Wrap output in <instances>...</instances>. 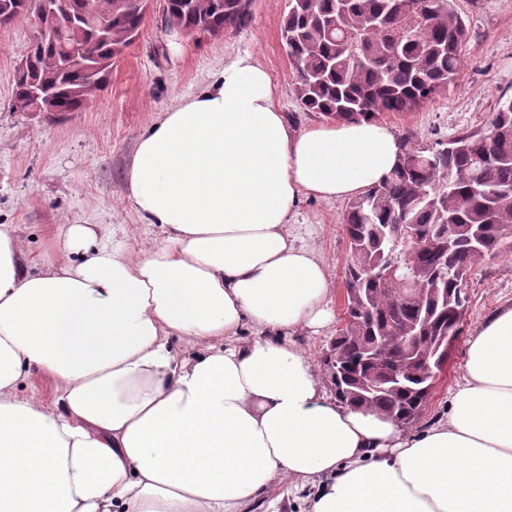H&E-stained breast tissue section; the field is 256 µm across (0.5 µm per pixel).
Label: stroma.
Masks as SVG:
<instances>
[{"instance_id": "35a3bbf8", "label": "stroma", "mask_w": 512, "mask_h": 512, "mask_svg": "<svg viewBox=\"0 0 512 512\" xmlns=\"http://www.w3.org/2000/svg\"><path fill=\"white\" fill-rule=\"evenodd\" d=\"M164 0H150L138 38L112 66L105 87L88 107L49 119L9 108L14 71L34 35L26 20L0 26V224L11 225L31 267L50 255L63 224H109L126 229L137 248L164 238L144 223L122 196L139 132L161 112L220 75L236 57L251 55L268 71L275 102L297 130L318 123L302 111L294 94L296 73L281 38L286 0H253L246 26L221 37L182 38L167 33ZM466 25L464 60L453 91L413 112L383 115L397 134L413 133L433 145L488 123L500 97L512 96V0H457ZM342 201L301 197L295 232L316 251L334 282L332 323L302 337L313 362H320L344 317L347 240ZM470 302L462 332L443 377L420 418L417 432L447 410L448 395L461 382L469 342L498 308L512 306V248L473 265Z\"/></svg>"}]
</instances>
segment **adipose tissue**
Instances as JSON below:
<instances>
[{"mask_svg":"<svg viewBox=\"0 0 512 512\" xmlns=\"http://www.w3.org/2000/svg\"><path fill=\"white\" fill-rule=\"evenodd\" d=\"M400 144L372 119L293 131L241 56L136 139L123 196L161 244L65 224L33 271L1 224L0 512H241L284 479L308 512H512V307L419 434L328 396L300 342L333 294L300 196L361 194ZM33 370L53 402L23 394Z\"/></svg>","mask_w":512,"mask_h":512,"instance_id":"obj_1","label":"adipose tissue"}]
</instances>
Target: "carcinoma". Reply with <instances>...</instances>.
<instances>
[{
  "label": "carcinoma",
  "mask_w": 512,
  "mask_h": 512,
  "mask_svg": "<svg viewBox=\"0 0 512 512\" xmlns=\"http://www.w3.org/2000/svg\"><path fill=\"white\" fill-rule=\"evenodd\" d=\"M54 0H5L0 24ZM252 0H165L163 16L189 31L222 36L250 19ZM282 39L297 74L302 111L330 120L413 112L449 92L462 65L465 23L456 0H286ZM148 0H84L78 62L66 28L32 38L10 103L30 102L59 117L88 106L112 62L139 34ZM40 86L45 97L35 101ZM410 224L419 239L400 261L421 278L369 277L383 262L380 237ZM347 302L339 352L321 359L339 400L375 407L407 426L424 411L435 374L451 358L466 312L472 266L512 245V98L498 101L488 124L425 148L401 137L385 179L350 201ZM373 344L369 356L365 346Z\"/></svg>",
  "instance_id": "1"
}]
</instances>
